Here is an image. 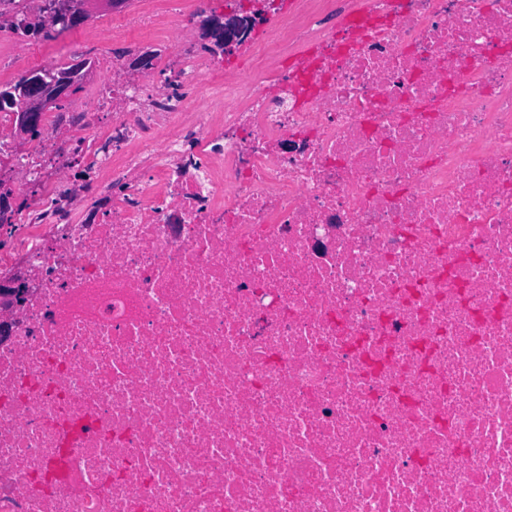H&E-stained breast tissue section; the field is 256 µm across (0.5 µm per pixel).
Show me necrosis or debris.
Wrapping results in <instances>:
<instances>
[{"mask_svg":"<svg viewBox=\"0 0 512 512\" xmlns=\"http://www.w3.org/2000/svg\"><path fill=\"white\" fill-rule=\"evenodd\" d=\"M265 9L0 113V512H512V0ZM259 11H255L253 15H211L202 24L203 32L200 27L194 30L193 43L198 47H202V49L209 50V45H211V41L207 39L209 38L213 42V49L215 51L222 53L230 52L260 18L261 13Z\"/></svg>","mask_w":512,"mask_h":512,"instance_id":"1","label":"necrosis or debris"}]
</instances>
